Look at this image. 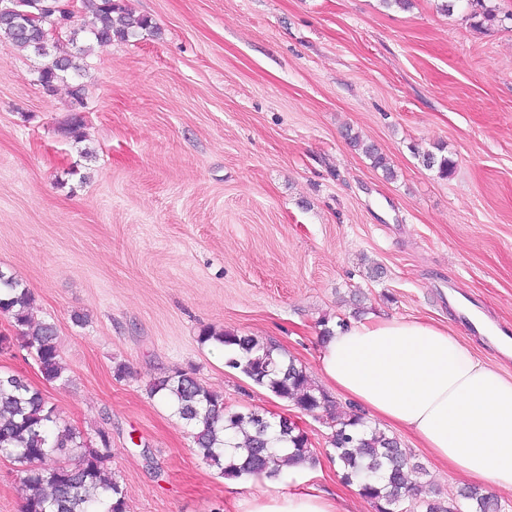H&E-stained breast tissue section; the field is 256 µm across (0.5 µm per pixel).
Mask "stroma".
<instances>
[{"mask_svg":"<svg viewBox=\"0 0 512 512\" xmlns=\"http://www.w3.org/2000/svg\"><path fill=\"white\" fill-rule=\"evenodd\" d=\"M155 29L94 49L70 86L41 57L0 48V270L57 328L66 383L43 380L11 316L0 371L28 379L96 444L109 431L127 512H237L263 490H329L375 512L330 457L325 413H301L226 366L204 328L278 345L320 374L323 327L364 317L447 326L480 358L512 360L462 321L449 288L512 329V0L475 29L467 0H124ZM82 139L68 134L72 115ZM386 155L385 178L349 145ZM443 150L450 177L421 152ZM125 364L122 379L113 369ZM183 370L226 409L287 416L316 462L223 479L151 380ZM413 483L455 497L465 479L391 429ZM347 138L350 145L354 150L365 156L372 166L376 170H381L386 178L391 179L394 177L395 171L387 157L382 154L374 144L367 143L362 140L359 135L347 132Z\"/></svg>","mask_w":512,"mask_h":512,"instance_id":"obj_1","label":"stroma"}]
</instances>
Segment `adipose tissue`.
<instances>
[{"mask_svg":"<svg viewBox=\"0 0 512 512\" xmlns=\"http://www.w3.org/2000/svg\"><path fill=\"white\" fill-rule=\"evenodd\" d=\"M321 375L472 485L512 491V375L448 328L417 320L353 323L328 341ZM342 503L330 493L264 490L243 498L239 512H344Z\"/></svg>","mask_w":512,"mask_h":512,"instance_id":"obj_1","label":"adipose tissue"}]
</instances>
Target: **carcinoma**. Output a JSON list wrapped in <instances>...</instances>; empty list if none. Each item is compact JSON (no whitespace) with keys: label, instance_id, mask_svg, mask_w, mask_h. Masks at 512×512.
<instances>
[{"label":"carcinoma","instance_id":"carcinoma-1","mask_svg":"<svg viewBox=\"0 0 512 512\" xmlns=\"http://www.w3.org/2000/svg\"><path fill=\"white\" fill-rule=\"evenodd\" d=\"M27 9L46 19H62V0H27ZM93 19L81 25L70 20L62 34L71 44L83 37L73 54H51L55 40L45 39L35 25L22 28L0 0V46L30 51L51 61L39 71L40 83L55 82L82 72L81 60L96 46L127 41L154 25L144 15L129 11L121 0H86ZM354 150L365 156L386 178L395 171L375 145L347 134ZM422 164L440 176L452 173L454 163L445 155L426 152ZM33 299L28 289L0 271V313L14 319L22 346L34 354L47 382L63 379L65 366L57 344L56 326L32 321ZM199 341L224 347L228 367L277 397L291 401L302 412H324L331 420L329 445L342 478L359 487L376 512H498V501L464 488L458 497L442 501L408 483V472L420 465L400 441L368 425L358 414L331 410V400L317 388L305 367L280 347L252 336L206 328ZM147 394L164 401L173 414L192 429L195 452L226 478L275 477L282 473L278 451L289 449L288 464L313 463L308 436L285 418L268 419L255 411L242 413L224 407V397L209 390L185 371L158 377ZM108 431H97L98 446H88L84 434L66 423L43 393L22 376L0 372V456L13 461L26 489L22 512H127L121 476L109 467Z\"/></svg>","mask_w":512,"mask_h":512}]
</instances>
